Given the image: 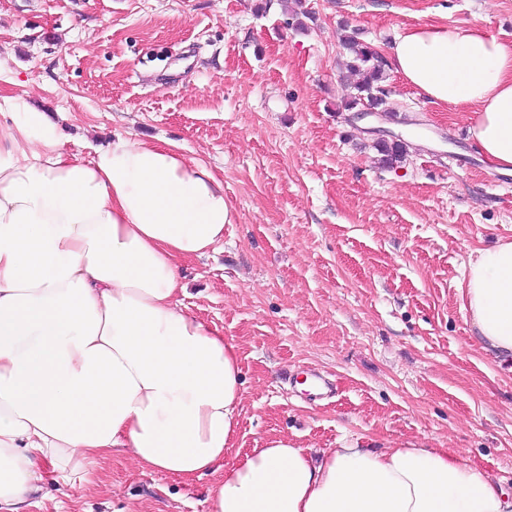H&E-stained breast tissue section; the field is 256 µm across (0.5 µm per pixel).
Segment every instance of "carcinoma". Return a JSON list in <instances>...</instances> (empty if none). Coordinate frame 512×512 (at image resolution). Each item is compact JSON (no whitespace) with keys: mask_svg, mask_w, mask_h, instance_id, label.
Instances as JSON below:
<instances>
[{"mask_svg":"<svg viewBox=\"0 0 512 512\" xmlns=\"http://www.w3.org/2000/svg\"><path fill=\"white\" fill-rule=\"evenodd\" d=\"M344 48L350 55L347 68L361 74V81L354 85L355 93L346 103L349 110L361 107L374 108L382 112L389 111L383 98V89L379 83L384 81V61L371 47L360 41L357 32H352L343 38ZM382 154V161L387 165H394L403 158L405 146L398 142L382 140L377 144Z\"/></svg>","mask_w":512,"mask_h":512,"instance_id":"carcinoma-1","label":"carcinoma"}]
</instances>
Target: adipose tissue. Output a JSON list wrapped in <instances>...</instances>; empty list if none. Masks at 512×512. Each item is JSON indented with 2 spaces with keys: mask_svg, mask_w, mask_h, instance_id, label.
Here are the masks:
<instances>
[{
  "mask_svg": "<svg viewBox=\"0 0 512 512\" xmlns=\"http://www.w3.org/2000/svg\"><path fill=\"white\" fill-rule=\"evenodd\" d=\"M388 68L473 110L468 140L512 175V46L477 27L400 32ZM224 182L170 143L65 154L27 106L0 128V512L87 483L130 449L145 473L223 471L210 512H512V493L446 448L359 444L312 460L283 439L226 463L243 403L236 344L178 309L177 263L223 239ZM461 298L484 352L512 360V241L479 250Z\"/></svg>",
  "mask_w": 512,
  "mask_h": 512,
  "instance_id": "adipose-tissue-1",
  "label": "adipose tissue"
}]
</instances>
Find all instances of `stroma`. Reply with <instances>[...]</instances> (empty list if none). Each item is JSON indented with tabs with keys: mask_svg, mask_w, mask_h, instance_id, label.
Here are the masks:
<instances>
[{
	"mask_svg": "<svg viewBox=\"0 0 512 512\" xmlns=\"http://www.w3.org/2000/svg\"><path fill=\"white\" fill-rule=\"evenodd\" d=\"M0 0V94L47 112L64 152L175 143L224 181L230 222L181 262L186 307L238 347L234 462L282 437L448 448L512 491V364L460 300L476 250L512 240V176L467 145L469 111L399 75L390 113L346 102L344 28L379 54L416 25H479L512 46V0ZM406 140L387 166L373 125ZM295 382L282 379L283 370ZM219 479L94 466L67 512H210Z\"/></svg>",
	"mask_w": 512,
	"mask_h": 512,
	"instance_id": "35a3bbf8",
	"label": "stroma"
}]
</instances>
